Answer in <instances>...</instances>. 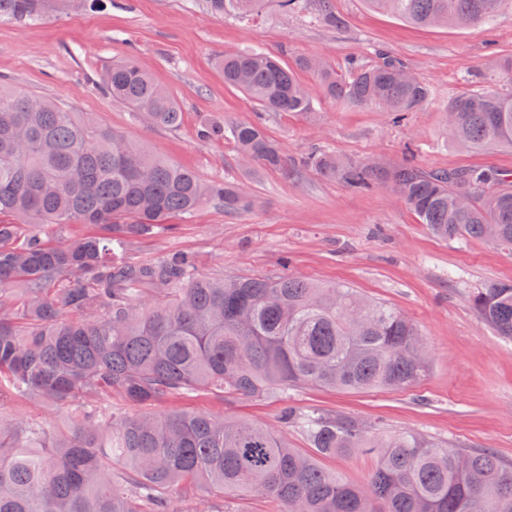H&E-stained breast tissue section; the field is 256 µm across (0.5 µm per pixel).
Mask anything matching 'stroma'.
Wrapping results in <instances>:
<instances>
[{
	"mask_svg": "<svg viewBox=\"0 0 512 512\" xmlns=\"http://www.w3.org/2000/svg\"><path fill=\"white\" fill-rule=\"evenodd\" d=\"M330 7L338 25L321 20L319 0H307L305 10L288 16L269 0L255 23L206 13L192 0H103L44 22L0 24V86L88 113L203 181L236 184L253 201L245 212L207 204L191 217L172 218L167 230L131 240L122 252L126 261L184 251L211 275L290 272L344 283L396 308L428 344L429 370L410 391L302 386L284 398L193 393L154 403V411H205L275 427L291 404L378 422L388 431L410 430L455 448H488L512 461V341L496 336L468 303L484 284L512 281V251L491 240L437 238L387 189L355 192L309 171L286 181L248 170L232 141L199 138L210 123L251 122L293 157L324 145L350 159L394 166L411 147L427 170L512 172L510 150L450 147L442 112L449 98L468 91H512L497 70L499 60L512 57V13L477 26L415 28L365 0H330ZM254 48L286 64L320 56L341 71L350 58L371 62L381 50L402 59L430 86L433 99L399 122L378 107L346 106L320 95L311 116L265 112L225 86L217 65L224 54ZM125 58L178 102L177 128L153 126L99 90L102 71Z\"/></svg>",
	"mask_w": 512,
	"mask_h": 512,
	"instance_id": "stroma-1",
	"label": "stroma"
}]
</instances>
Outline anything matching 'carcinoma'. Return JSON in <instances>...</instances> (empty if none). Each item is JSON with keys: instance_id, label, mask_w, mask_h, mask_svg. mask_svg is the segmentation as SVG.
<instances>
[{"instance_id": "carcinoma-1", "label": "carcinoma", "mask_w": 512, "mask_h": 512, "mask_svg": "<svg viewBox=\"0 0 512 512\" xmlns=\"http://www.w3.org/2000/svg\"><path fill=\"white\" fill-rule=\"evenodd\" d=\"M268 0H196L235 19L263 15ZM418 27L493 20L512 0H367ZM56 0H0V21H40ZM224 83L268 112L314 111L313 92L353 107L377 105L400 121L430 99L391 55L340 73L300 56L284 66L246 50L218 62ZM315 78L300 84L298 72ZM100 88L151 124L180 125L175 99L132 61L113 64ZM448 143L474 152L512 149V93L466 92L444 105ZM249 168L296 180L305 171L367 191L386 186L442 239L486 237L512 249V173L492 167L425 170L412 149L395 166L313 148L295 162L258 123L212 124ZM206 203L251 207L231 183L194 172L103 128L82 112L0 86V398H40L56 408L82 399L76 427L0 418V512H192L174 498H271L281 512H512V462L486 448H451L411 431L385 432L349 416L285 407L310 455L272 427L202 411L126 415L112 397L147 406L190 392L282 395L329 390H411L429 361L417 325L343 285L294 274L215 277L186 255L128 263L116 249ZM103 224L112 236L43 241L39 228ZM469 303L512 340V284L489 282ZM91 313L78 319L79 313ZM365 450L376 465L363 485L324 470L320 456Z\"/></svg>"}]
</instances>
